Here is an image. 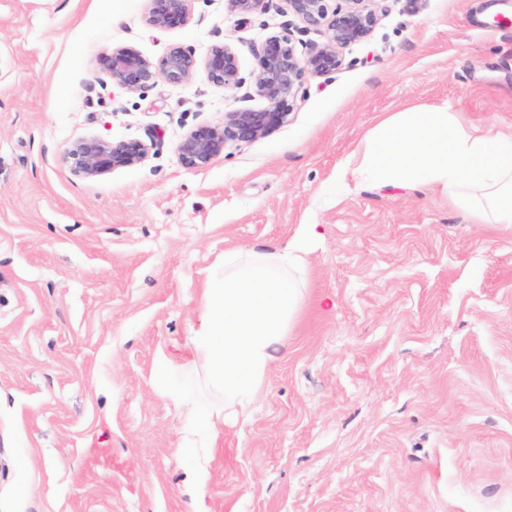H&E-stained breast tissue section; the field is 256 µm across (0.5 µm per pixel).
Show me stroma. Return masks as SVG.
<instances>
[{
    "instance_id": "stroma-1",
    "label": "stroma",
    "mask_w": 512,
    "mask_h": 512,
    "mask_svg": "<svg viewBox=\"0 0 512 512\" xmlns=\"http://www.w3.org/2000/svg\"><path fill=\"white\" fill-rule=\"evenodd\" d=\"M369 0L377 25L308 78L287 124L185 168L180 138L259 97L209 83L116 87L100 55L322 42L288 0L248 19L196 0L160 31L149 0H0V512H512V224L436 189L340 180L383 118L448 105L512 134V0ZM149 144L98 179L64 154ZM302 254L304 304L249 419L209 436L192 356L225 253Z\"/></svg>"
}]
</instances>
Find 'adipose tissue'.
Returning a JSON list of instances; mask_svg holds the SVG:
<instances>
[{"instance_id":"ef3b65f1","label":"adipose tissue","mask_w":512,"mask_h":512,"mask_svg":"<svg viewBox=\"0 0 512 512\" xmlns=\"http://www.w3.org/2000/svg\"><path fill=\"white\" fill-rule=\"evenodd\" d=\"M379 188L426 185L478 224H512V138L466 124L445 106L395 112L361 140L347 171ZM302 245L228 252L202 294L194 361L217 389V417L249 416L303 303Z\"/></svg>"}]
</instances>
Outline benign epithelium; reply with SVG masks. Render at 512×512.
Here are the masks:
<instances>
[{
  "mask_svg": "<svg viewBox=\"0 0 512 512\" xmlns=\"http://www.w3.org/2000/svg\"><path fill=\"white\" fill-rule=\"evenodd\" d=\"M147 22L158 30L185 27L193 15L194 0H149ZM230 12L242 19L264 8L265 0H226ZM330 0H288L291 12L305 24L322 27L325 39L297 53L290 35H271L256 50L257 68L251 80L243 76L235 50L226 43L209 47L203 61L181 45L151 59L130 46L103 52L100 64L113 84L128 94L142 92L162 79L169 84L191 82L198 70L207 80L234 90L250 84L254 95L265 101L261 109H238L224 113L218 124L200 125L177 145L178 158L188 169H199L224 154L230 144L250 143L265 138L285 123L292 103L309 76H328L343 64L341 49L366 41L377 25L374 11L366 0H343L344 5L329 9ZM149 152L137 139H105L98 136L74 142L64 161L71 171L86 179H97L118 169L140 165Z\"/></svg>",
  "mask_w": 512,
  "mask_h": 512,
  "instance_id": "obj_1",
  "label": "benign epithelium"
}]
</instances>
